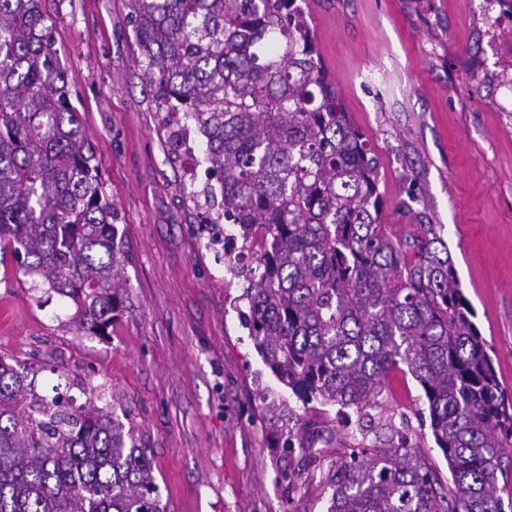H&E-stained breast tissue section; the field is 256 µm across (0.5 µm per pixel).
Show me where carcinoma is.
Here are the masks:
<instances>
[{"label":"carcinoma","mask_w":512,"mask_h":512,"mask_svg":"<svg viewBox=\"0 0 512 512\" xmlns=\"http://www.w3.org/2000/svg\"><path fill=\"white\" fill-rule=\"evenodd\" d=\"M143 75L178 154L193 125L207 181L189 193L219 242L262 233L250 336L298 400L381 409L405 366L422 388L443 484L408 440L347 448L328 512H505L512 398L437 224L383 223L380 164L345 111L300 0H130ZM42 0H0V264L25 256L108 335L129 280L97 160ZM204 197L205 205L198 203ZM31 393L0 357V512H163L154 465L115 406Z\"/></svg>","instance_id":"obj_1"}]
</instances>
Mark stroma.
<instances>
[{
    "instance_id": "obj_1",
    "label": "stroma",
    "mask_w": 512,
    "mask_h": 512,
    "mask_svg": "<svg viewBox=\"0 0 512 512\" xmlns=\"http://www.w3.org/2000/svg\"><path fill=\"white\" fill-rule=\"evenodd\" d=\"M46 6L129 255V290L109 336H95L73 325L70 298L7 259L0 356L40 397L80 405L96 387L113 401L152 454L164 512H327L328 470L368 419L303 404L263 361L243 317L258 266L206 244L184 164L159 140L164 115L136 63L127 0ZM305 10L380 160L385 223L441 225L512 395V12L499 0H306ZM383 419L382 437L406 433L449 479L410 374L387 377Z\"/></svg>"
}]
</instances>
